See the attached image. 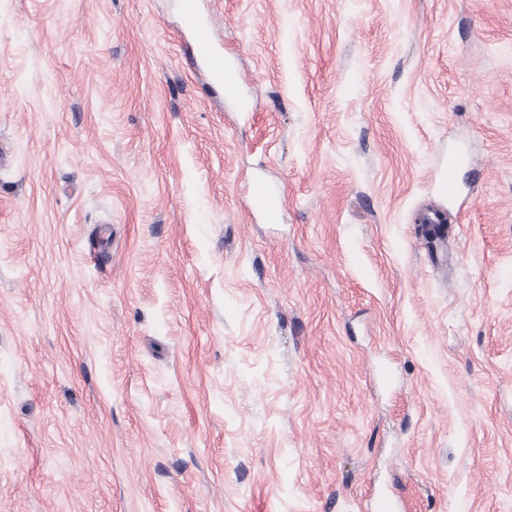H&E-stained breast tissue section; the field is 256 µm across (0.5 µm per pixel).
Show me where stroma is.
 <instances>
[{"label":"stroma","mask_w":512,"mask_h":512,"mask_svg":"<svg viewBox=\"0 0 512 512\" xmlns=\"http://www.w3.org/2000/svg\"><path fill=\"white\" fill-rule=\"evenodd\" d=\"M178 3L0 0V512H512V0ZM179 19L182 29L195 35L194 52L196 57L206 65L216 79L222 80L228 85L234 84L237 77L234 72L226 71L224 53L214 47V41L207 31V25L201 15L199 0H182ZM252 197L257 206L270 214L277 213L282 204L279 194L262 183H257L253 186Z\"/></svg>","instance_id":"35a3bbf8"}]
</instances>
